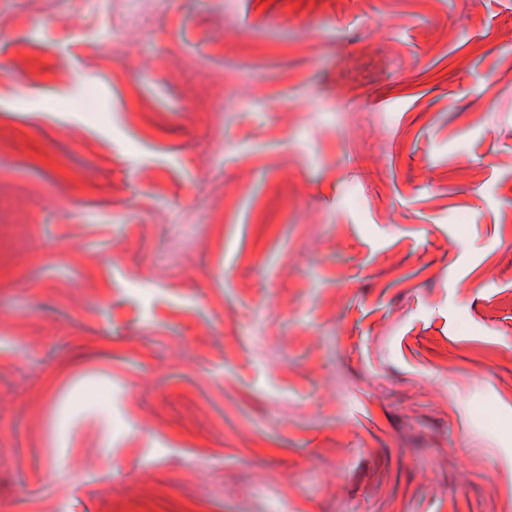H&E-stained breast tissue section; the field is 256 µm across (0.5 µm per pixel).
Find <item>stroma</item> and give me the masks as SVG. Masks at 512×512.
I'll return each instance as SVG.
<instances>
[{
    "label": "stroma",
    "instance_id": "35a3bbf8",
    "mask_svg": "<svg viewBox=\"0 0 512 512\" xmlns=\"http://www.w3.org/2000/svg\"><path fill=\"white\" fill-rule=\"evenodd\" d=\"M40 2L0 0V512H512V0H154L130 45Z\"/></svg>",
    "mask_w": 512,
    "mask_h": 512
}]
</instances>
